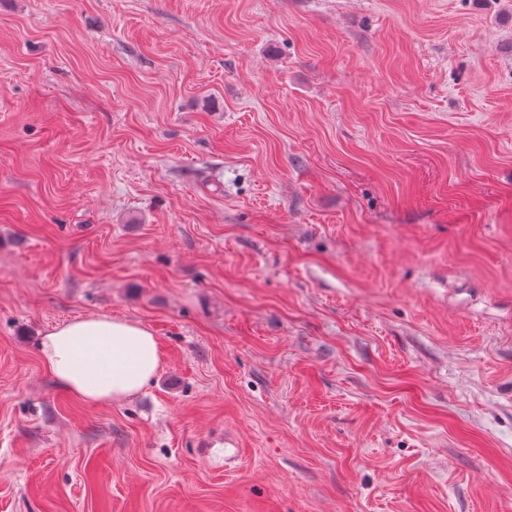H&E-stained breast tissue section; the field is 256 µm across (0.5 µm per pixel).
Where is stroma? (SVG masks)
<instances>
[{"mask_svg":"<svg viewBox=\"0 0 512 512\" xmlns=\"http://www.w3.org/2000/svg\"><path fill=\"white\" fill-rule=\"evenodd\" d=\"M0 512H512V0H0ZM39 350L57 385L93 404L133 397L157 375L163 361L151 330L112 316L81 317L56 325L42 336Z\"/></svg>","mask_w":512,"mask_h":512,"instance_id":"obj_1","label":"stroma"}]
</instances>
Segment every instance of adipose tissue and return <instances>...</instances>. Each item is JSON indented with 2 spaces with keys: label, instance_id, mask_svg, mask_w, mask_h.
Listing matches in <instances>:
<instances>
[{
  "label": "adipose tissue",
  "instance_id": "adipose-tissue-1",
  "mask_svg": "<svg viewBox=\"0 0 512 512\" xmlns=\"http://www.w3.org/2000/svg\"><path fill=\"white\" fill-rule=\"evenodd\" d=\"M39 350L57 385L93 404L133 397L157 375L163 361L151 330L112 316L81 317L56 325L42 336Z\"/></svg>",
  "mask_w": 512,
  "mask_h": 512
}]
</instances>
